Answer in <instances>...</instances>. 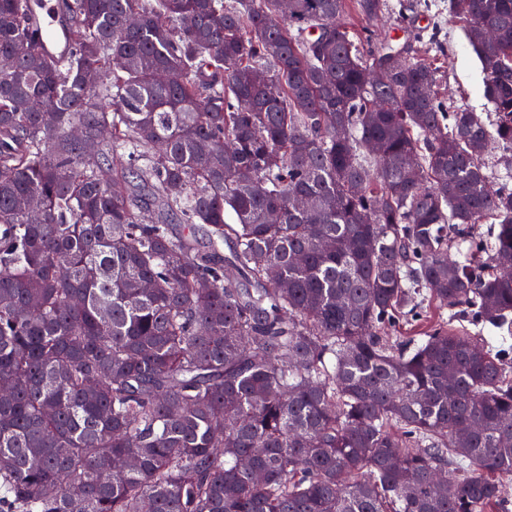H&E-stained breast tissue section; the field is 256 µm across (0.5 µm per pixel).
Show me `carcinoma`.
<instances>
[{
  "instance_id": "obj_1",
  "label": "carcinoma",
  "mask_w": 512,
  "mask_h": 512,
  "mask_svg": "<svg viewBox=\"0 0 512 512\" xmlns=\"http://www.w3.org/2000/svg\"><path fill=\"white\" fill-rule=\"evenodd\" d=\"M351 7L414 13L58 0L61 56L0 0V512L506 505L512 188L483 160L512 150V0H448L486 120ZM430 301L448 321L391 344Z\"/></svg>"
}]
</instances>
